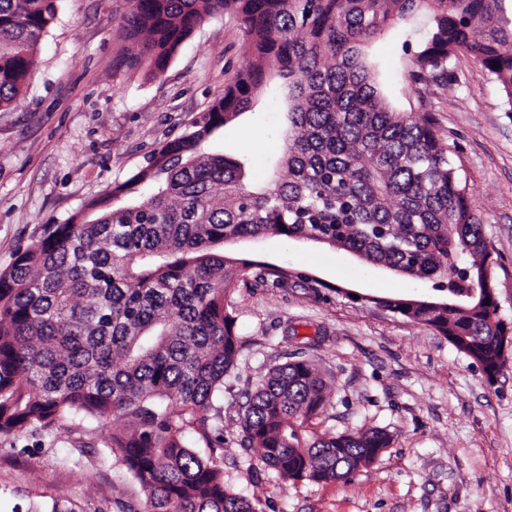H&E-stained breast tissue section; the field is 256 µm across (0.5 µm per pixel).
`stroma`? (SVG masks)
I'll list each match as a JSON object with an SVG mask.
<instances>
[{"mask_svg":"<svg viewBox=\"0 0 512 512\" xmlns=\"http://www.w3.org/2000/svg\"><path fill=\"white\" fill-rule=\"evenodd\" d=\"M127 0H61L17 107L0 111V272L47 224H59L145 165L181 136L245 66L234 16L207 19L159 78L120 64L134 50ZM429 12L393 21L369 49L387 105L414 112L426 98L455 152L494 261L499 315L512 322V112L482 64L448 65V82L417 94L411 59ZM283 98L262 93L212 141L245 153L256 183L283 150ZM240 257L302 274L289 288L237 281L226 297L241 347L224 378V445L214 459L224 483L257 512H512V351L495 383L434 329L390 312L385 298L431 296L427 280L396 275L349 252L278 236L233 244ZM324 329L319 346L303 337ZM305 360L326 383L315 431L382 429L391 444L345 480L279 479L240 446L242 403L268 371ZM121 415L66 417L45 428L0 434V512H148L137 479L109 457Z\"/></svg>","mask_w":512,"mask_h":512,"instance_id":"stroma-1","label":"stroma"}]
</instances>
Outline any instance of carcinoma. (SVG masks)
<instances>
[{
    "label": "carcinoma",
    "instance_id": "1",
    "mask_svg": "<svg viewBox=\"0 0 512 512\" xmlns=\"http://www.w3.org/2000/svg\"><path fill=\"white\" fill-rule=\"evenodd\" d=\"M61 0H0V110L15 107ZM507 0H129L141 40L127 67L164 74L206 19L236 16L251 54L183 136L112 192L48 224L0 272V433L72 414L129 428L107 444L151 512H256L188 434L224 445V376L240 339L225 299L235 281L288 287L291 274L235 257L224 241L322 238L366 262L433 282L444 299L380 300L440 332L490 377L512 322L487 283L490 252L467 181L431 112H395L363 47L427 8L413 83L441 86L455 50L478 59L512 112ZM288 82V133L270 187L251 159L204 144L246 113L273 76ZM325 385L304 360L272 368L245 403L240 445L293 482L346 479L390 444L383 430L317 436Z\"/></svg>",
    "mask_w": 512,
    "mask_h": 512
}]
</instances>
